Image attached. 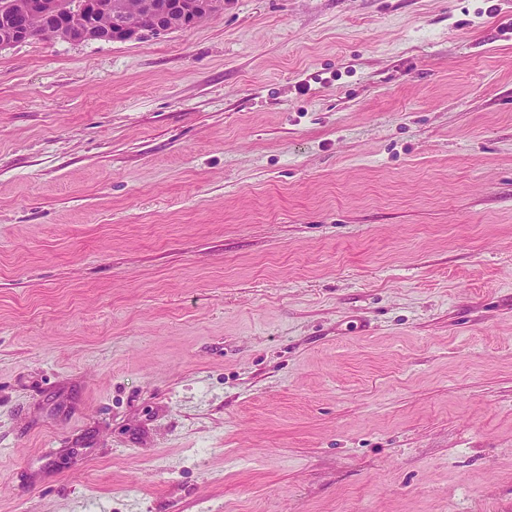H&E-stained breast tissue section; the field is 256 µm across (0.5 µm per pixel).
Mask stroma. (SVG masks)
I'll list each match as a JSON object with an SVG mask.
<instances>
[{
	"instance_id": "1",
	"label": "stroma",
	"mask_w": 512,
	"mask_h": 512,
	"mask_svg": "<svg viewBox=\"0 0 512 512\" xmlns=\"http://www.w3.org/2000/svg\"><path fill=\"white\" fill-rule=\"evenodd\" d=\"M0 512H512V0L0 49Z\"/></svg>"
}]
</instances>
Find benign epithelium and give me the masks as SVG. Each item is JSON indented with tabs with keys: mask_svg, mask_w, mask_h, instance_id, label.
<instances>
[{
	"mask_svg": "<svg viewBox=\"0 0 512 512\" xmlns=\"http://www.w3.org/2000/svg\"><path fill=\"white\" fill-rule=\"evenodd\" d=\"M174 3L170 0H141L139 10L131 18L118 19L119 5L112 0H82L80 10L72 9L69 0H23L19 8L29 18H39L57 25L56 34L76 41L101 40L112 34V29L101 28L96 19L112 17L118 25L133 36L145 32L160 34L170 30L169 19ZM83 14L90 21L76 24L71 16ZM33 32L25 23L16 19L0 20V48L17 40L29 39Z\"/></svg>",
	"mask_w": 512,
	"mask_h": 512,
	"instance_id": "7a95c632",
	"label": "benign epithelium"
}]
</instances>
